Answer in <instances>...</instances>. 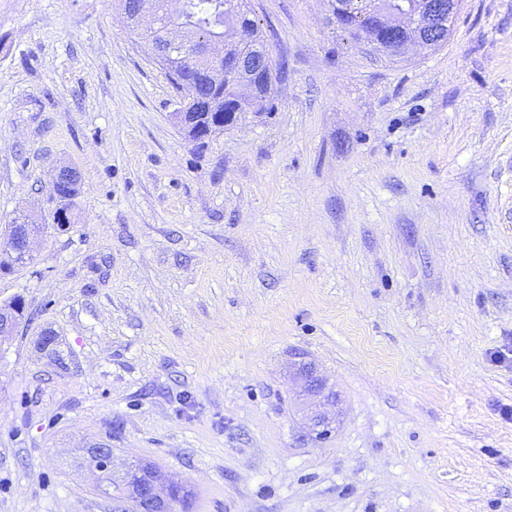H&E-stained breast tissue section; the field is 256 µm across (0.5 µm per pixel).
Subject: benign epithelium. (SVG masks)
I'll list each match as a JSON object with an SVG mask.
<instances>
[{
    "instance_id": "obj_1",
    "label": "benign epithelium",
    "mask_w": 512,
    "mask_h": 512,
    "mask_svg": "<svg viewBox=\"0 0 512 512\" xmlns=\"http://www.w3.org/2000/svg\"><path fill=\"white\" fill-rule=\"evenodd\" d=\"M461 0H427V8L421 15L411 14L405 10L396 13L393 21L378 32L371 29L362 31L368 43L377 45L382 42L396 43L416 52L433 43L441 42L442 30L446 25L454 22L458 14ZM120 10L124 19L131 27L149 30L156 26L157 13L154 11L153 0H122ZM419 30V36L410 41L405 39L411 29ZM152 57L158 60L182 57L187 54L200 60V67L205 69L207 78L213 87H218L224 71L238 73L251 72V70L271 58L269 49L249 47L237 53L234 57L224 59V43L221 39H211L196 46L186 41L184 26L178 22L168 24L162 32L159 41L148 47ZM183 89L179 98L182 111L173 113L175 124L180 128H190L193 125V113L187 108L196 97L197 91L190 81H181ZM253 94L252 86L245 85L238 99L241 111L231 113V118L203 127L194 131L196 142L201 143L224 132L227 128L237 124L247 114L251 113L249 103ZM44 229L25 227V231L18 233L15 225L5 226L0 239L6 243L7 249L18 258V267L23 268L31 263L35 255L31 248L32 242L42 236ZM18 327L16 309L6 303L0 304V343L12 338ZM296 370L304 382V392L308 399L319 400V405H328L336 402V394L331 390L328 379L321 374L315 364L301 360ZM310 430L316 435H322L331 428L334 420L319 409L310 411ZM92 461L104 460V465H93L97 473V483L101 492L112 495L119 491L121 496L132 500L137 512H173L175 501L170 486L156 476H151L141 470L137 464L127 466L123 472L112 471V448L108 444H101L89 449Z\"/></svg>"
}]
</instances>
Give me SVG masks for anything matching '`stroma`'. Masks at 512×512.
Masks as SVG:
<instances>
[{"label": "stroma", "instance_id": "obj_1", "mask_svg": "<svg viewBox=\"0 0 512 512\" xmlns=\"http://www.w3.org/2000/svg\"><path fill=\"white\" fill-rule=\"evenodd\" d=\"M284 73L203 146L117 0H0V226L74 219L0 275V512H112L88 450L191 512H512V0L392 62L327 0H250ZM338 401L309 437L291 365ZM80 179V174L78 172V170L74 167H71V166H63L60 168L55 180L53 181L52 183V193L59 199V196L58 193L56 192V188L57 186H59L60 184H64L65 182H67L68 180H73V179ZM64 188L66 189V192L64 194V197L65 198V201L66 203L65 204H60V205H63L61 207V211L62 212H65V215L61 218L59 216V209L57 208L54 213L52 214V220H53V224H56V226L58 227H64L66 226L67 224H71L72 223V217H73V213H72V206H73V199H75V197L78 195V192H79V181H68V183H66L64 185ZM18 316L22 321L25 319V307L22 305L18 311ZM18 316L16 309L12 305L6 303L0 304V344L3 341L12 338L18 327Z\"/></svg>", "mask_w": 512, "mask_h": 512}]
</instances>
